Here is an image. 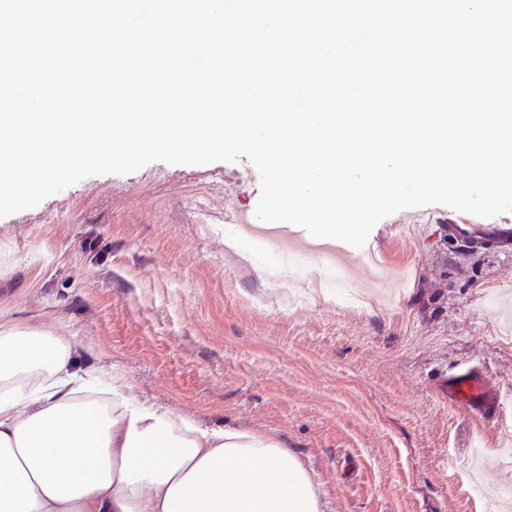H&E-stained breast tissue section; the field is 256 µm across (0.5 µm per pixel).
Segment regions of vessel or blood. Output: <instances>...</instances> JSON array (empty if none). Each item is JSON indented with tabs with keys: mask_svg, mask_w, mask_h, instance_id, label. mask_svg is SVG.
I'll return each instance as SVG.
<instances>
[{
	"mask_svg": "<svg viewBox=\"0 0 512 512\" xmlns=\"http://www.w3.org/2000/svg\"><path fill=\"white\" fill-rule=\"evenodd\" d=\"M448 235L471 246L486 243L503 253L512 251V224H478L460 212L449 217ZM442 392L450 404L468 413L498 419L503 416L502 396L481 367L467 366L449 374Z\"/></svg>",
	"mask_w": 512,
	"mask_h": 512,
	"instance_id": "b4317fda",
	"label": "vessel or blood"
}]
</instances>
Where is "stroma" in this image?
<instances>
[{
  "label": "stroma",
  "instance_id": "stroma-1",
  "mask_svg": "<svg viewBox=\"0 0 512 512\" xmlns=\"http://www.w3.org/2000/svg\"><path fill=\"white\" fill-rule=\"evenodd\" d=\"M260 196L244 157L153 162L0 218V319L73 337L77 369L107 362L201 427L282 441L325 512H501L512 428L439 386L479 364L512 397V255L448 243L431 205L339 260L255 231Z\"/></svg>",
  "mask_w": 512,
  "mask_h": 512
}]
</instances>
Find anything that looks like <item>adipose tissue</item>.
I'll list each match as a JSON object with an SVG mask.
<instances>
[{
  "label": "adipose tissue",
  "mask_w": 512,
  "mask_h": 512,
  "mask_svg": "<svg viewBox=\"0 0 512 512\" xmlns=\"http://www.w3.org/2000/svg\"><path fill=\"white\" fill-rule=\"evenodd\" d=\"M0 512L324 510L280 441L200 428L74 370L69 337L0 325Z\"/></svg>",
  "instance_id": "1"
}]
</instances>
